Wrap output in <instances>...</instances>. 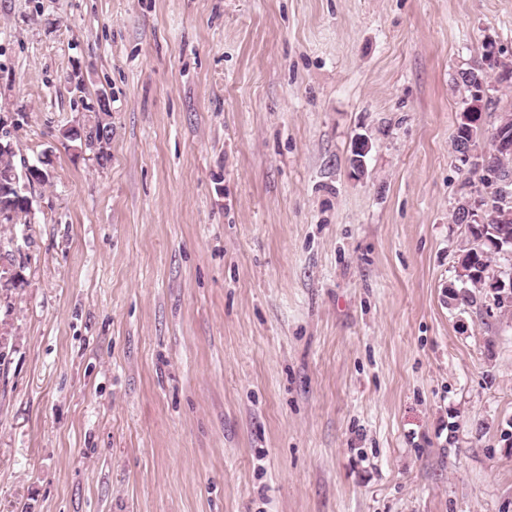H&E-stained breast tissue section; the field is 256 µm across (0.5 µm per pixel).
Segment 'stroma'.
<instances>
[{"mask_svg":"<svg viewBox=\"0 0 512 512\" xmlns=\"http://www.w3.org/2000/svg\"><path fill=\"white\" fill-rule=\"evenodd\" d=\"M489 42L512 0H0L48 173L4 231L0 512H512V313L448 302ZM102 92L103 166L61 136ZM484 69L485 70H499V67L502 64V61L500 60V57L497 55L495 47H490L487 49L484 53ZM483 69L482 65H475L472 67H469L467 69H463L458 73V83L461 84L463 89L467 92V100H466V106L471 101V89L470 87L479 80L485 81L487 85H490L489 76L485 75V70ZM481 91L475 93V99L468 105L467 110L462 112L463 119L466 123L472 124L474 126H478L479 122L476 119L477 113L481 112L484 103L487 99V97L490 96L488 93L491 89H488L487 91L484 90V86L480 85ZM492 103V98L489 97L487 100L485 106ZM485 108V107H484Z\"/></svg>","mask_w":512,"mask_h":512,"instance_id":"obj_1","label":"stroma"}]
</instances>
